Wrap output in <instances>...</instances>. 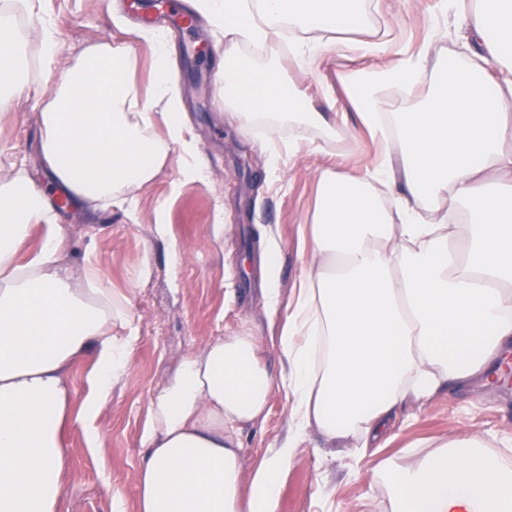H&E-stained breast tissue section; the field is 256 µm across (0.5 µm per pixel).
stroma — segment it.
<instances>
[{
	"instance_id": "stroma-1",
	"label": "stroma",
	"mask_w": 512,
	"mask_h": 512,
	"mask_svg": "<svg viewBox=\"0 0 512 512\" xmlns=\"http://www.w3.org/2000/svg\"><path fill=\"white\" fill-rule=\"evenodd\" d=\"M372 32L384 24H402L418 46L433 31L434 0H376ZM126 0H41L40 16L61 40L63 61L106 39L134 42L135 78L142 91L151 85L153 47L135 37L128 24L116 23L113 6ZM200 49L174 43V66L191 131L205 160L204 177L180 175L179 151H171L158 178L136 199V217L122 211H65L60 228L74 269L93 266L102 287L126 293L139 326V341L128 374L94 422L102 445L90 449L81 423L65 437L72 479L63 494L62 512H112L109 484L122 487L127 512L135 510L137 471L142 457L140 434L149 399L174 371L180 358L198 350L210 336L248 328L269 333L270 310L259 287L266 276L263 256L278 251L279 314H286L291 290L310 253L302 240L311 223L322 169L347 163L371 165L378 145L362 127L347 100L341 74L349 60H324L319 70L301 72L281 56L293 85L327 120L344 115L351 136L329 139L307 126L274 127L258 122L242 135L224 118V92L216 79L224 60V38L200 25ZM25 93L9 117L0 119V160L24 161L36 181L37 114L48 87L44 72L22 70ZM165 215L183 257L174 260L155 224ZM223 223L214 237L209 227ZM288 432V402L274 392L264 421L242 433L241 459L251 468L266 448ZM478 437L494 452L512 456V385H475L448 391L422 408H401L389 433L384 456H404L441 439ZM376 458L355 463L351 453L331 455L322 437L309 432L286 471L278 512H387L388 503L372 483Z\"/></svg>"
}]
</instances>
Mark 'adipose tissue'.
I'll return each instance as SVG.
<instances>
[{
    "label": "adipose tissue",
    "mask_w": 512,
    "mask_h": 512,
    "mask_svg": "<svg viewBox=\"0 0 512 512\" xmlns=\"http://www.w3.org/2000/svg\"><path fill=\"white\" fill-rule=\"evenodd\" d=\"M371 0H195L224 33V104L244 126H320L325 119L288 79L272 49L287 40L296 65L316 71L331 54L372 58L347 71L345 93L371 137L394 139L374 166L320 173L311 260L292 291L274 344L242 330L212 336L183 357L149 400L141 433L136 512H278L281 478L299 442L316 430L327 445L382 451L398 406L424 405L512 358V0H439L434 36L456 32L467 58L431 43L391 55L385 40H346ZM153 84L133 79V44L101 41L70 63L48 23L20 31L0 6V114L24 89L19 43L38 47L56 79L39 114L37 160L47 184L0 164V512H60L68 476L64 433L92 424L128 372L138 326L127 294L98 287L94 268L74 270L59 233V203L124 209L181 149V173L203 165L163 30ZM268 51L244 62L239 47ZM424 88L411 108L380 124L388 89ZM42 241L18 255L33 232ZM90 357L88 393L71 406L70 369ZM287 396L288 435L244 471L242 430L264 416L273 391ZM373 479L389 512H512V461L476 437L444 440L387 458Z\"/></svg>",
    "instance_id": "adipose-tissue-1"
}]
</instances>
